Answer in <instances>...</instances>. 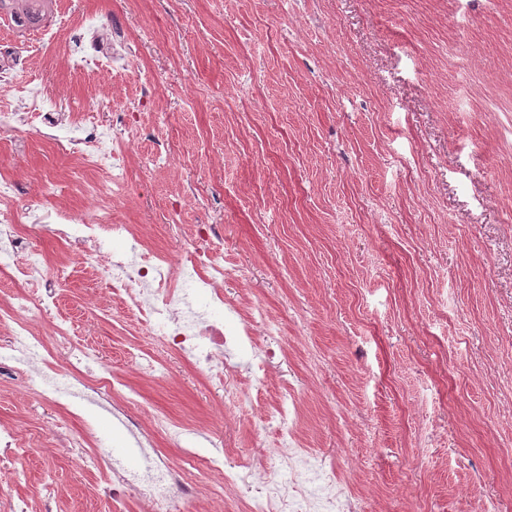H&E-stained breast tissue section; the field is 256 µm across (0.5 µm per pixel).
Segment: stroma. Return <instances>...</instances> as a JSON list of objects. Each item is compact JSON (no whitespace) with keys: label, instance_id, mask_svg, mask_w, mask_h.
I'll return each mask as SVG.
<instances>
[{"label":"stroma","instance_id":"stroma-1","mask_svg":"<svg viewBox=\"0 0 512 512\" xmlns=\"http://www.w3.org/2000/svg\"><path fill=\"white\" fill-rule=\"evenodd\" d=\"M83 2L171 89L139 116L131 195L113 212L165 251L219 226L225 298L281 321L273 374L301 395L306 447L346 466L362 512H483L490 499L512 512V0ZM0 50L47 73L50 97L86 102L63 57L46 60L6 17ZM25 139L0 150L16 148L14 177L46 208L42 178L62 171L35 130ZM160 140L177 161L146 169ZM65 290L78 335L144 397L128 414L158 453L180 458L155 435L157 412L189 420L190 447L255 462L259 406L226 416L223 388L172 353L160 379L126 364L125 347L153 336L93 281ZM57 414L23 376H0L1 425ZM87 430L140 466L111 412L68 422V435ZM22 466L0 506L24 495L32 512H143L131 497L107 506L103 475L58 449Z\"/></svg>","mask_w":512,"mask_h":512}]
</instances>
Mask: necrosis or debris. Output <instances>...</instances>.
<instances>
[{
	"instance_id": "obj_1",
	"label": "necrosis or debris",
	"mask_w": 512,
	"mask_h": 512,
	"mask_svg": "<svg viewBox=\"0 0 512 512\" xmlns=\"http://www.w3.org/2000/svg\"><path fill=\"white\" fill-rule=\"evenodd\" d=\"M33 38L47 46L64 39L67 66L92 82L93 104L82 109L48 99L26 61L0 57V136L19 135L32 120H40V136L60 157L80 156L86 186L81 203L71 204L62 202L58 182L45 181L42 191L56 204L36 212L22 201L20 186L10 175L13 153L0 151V274L16 286L9 304L0 305V326L8 330L7 341L0 342V371L29 377L66 412L108 396L138 405L139 393L108 365L101 364L94 382L81 377L83 368L99 362V352L88 340L73 338L74 319L62 306V294L47 284L88 273L102 283L105 294L148 327L162 347L177 353L198 375L219 383L232 405L244 404L252 391L268 389L270 366L284 348L276 343L278 325L262 304L252 301L242 308L225 301L217 279L224 271V240L217 225L202 227L193 243L174 254L152 248L132 225L112 213L113 202L129 196L137 135L127 107L108 106L104 91L119 76L136 75L152 90L159 88L158 79L136 70L124 28L100 30L94 14L78 6L57 13L54 24L37 30ZM107 106L112 109L108 120L101 115ZM32 222L57 225L56 235L71 255L68 263L49 264L41 250L24 246L21 228ZM106 232L125 240L123 252L101 257ZM212 304L225 305L239 316L238 331H226L211 320ZM261 334L270 336L269 344H258ZM52 356L60 357L61 365L44 370ZM300 409L295 389L283 386L261 412L258 428L273 432L274 441L257 454L265 462L277 460L281 476L265 480L263 493L249 503L247 512H357L358 500L341 470L303 448L297 431ZM158 428L171 445L181 447L180 463L159 457L147 445L139 450L144 465L137 470L126 469L106 449H86L81 439L72 441L71 450L85 471H111L113 480L104 488L111 502L134 495L146 512H191L199 482L211 473L222 474L228 489L256 479V471L225 466L223 448L184 447L188 425L164 419ZM52 432L47 425L26 432L0 428V481H25V472L16 467L19 457L50 446ZM198 460L203 470L187 481V465Z\"/></svg>"
}]
</instances>
